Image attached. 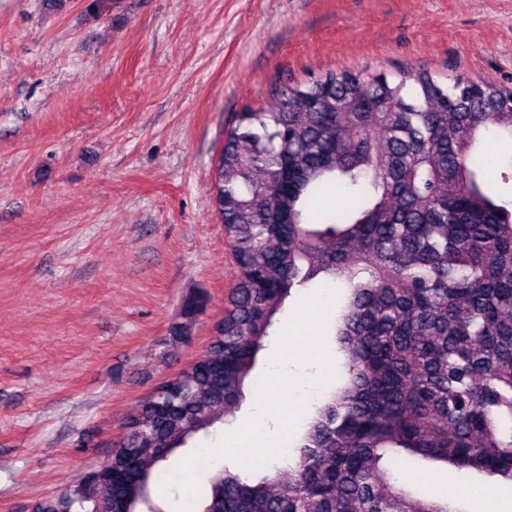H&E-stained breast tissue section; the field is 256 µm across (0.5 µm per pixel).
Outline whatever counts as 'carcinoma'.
<instances>
[{"label":"carcinoma","mask_w":512,"mask_h":512,"mask_svg":"<svg viewBox=\"0 0 512 512\" xmlns=\"http://www.w3.org/2000/svg\"><path fill=\"white\" fill-rule=\"evenodd\" d=\"M490 133L512 142V87L426 70H329L238 113L213 196L238 277L214 336L123 423L103 469L31 512H167L170 459L241 408L286 304L334 286L343 374L286 468L212 469L191 512H464L399 467L512 484V166L491 178ZM329 188L349 204L320 207ZM130 459L138 477L115 497Z\"/></svg>","instance_id":"1"}]
</instances>
